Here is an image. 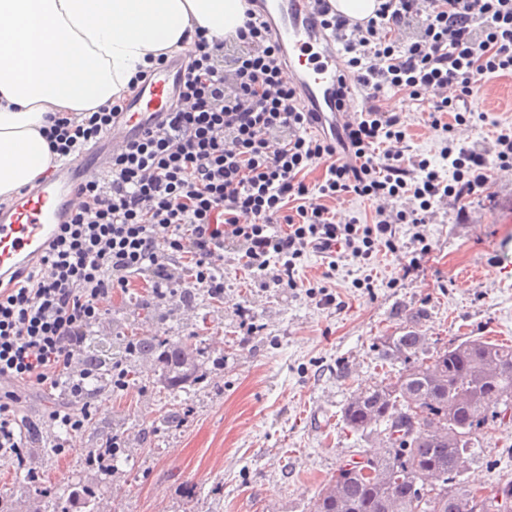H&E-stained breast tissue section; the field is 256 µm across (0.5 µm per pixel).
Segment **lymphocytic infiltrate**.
<instances>
[{
	"mask_svg": "<svg viewBox=\"0 0 512 512\" xmlns=\"http://www.w3.org/2000/svg\"><path fill=\"white\" fill-rule=\"evenodd\" d=\"M324 30L344 42L353 87L364 105L352 124L322 132L285 79V54L267 20L246 9L223 66L224 44L197 35L181 94L166 122L113 154L106 173L81 184V202L49 243L39 267L0 288V460L27 470L25 448L55 428L80 432L89 406L74 410L95 369L86 340L104 300L135 280L173 301L197 291L224 295V255L236 254L263 287H304L307 253L324 258L326 283L340 263L369 265L395 252L396 227L427 224L437 209L484 192L512 170V129L492 152L465 146L460 126L487 113L471 109L480 84L512 74V0H378L355 32L345 16L314 0ZM423 100L425 123L441 139L439 170L408 152L401 113L383 109L385 90ZM113 100L92 112H56L43 134L58 160L100 140L120 111ZM452 114L444 122V114ZM316 182L308 177L314 170ZM366 201L365 220H343L327 202ZM64 389L69 403L33 422L19 415L22 391Z\"/></svg>",
	"mask_w": 512,
	"mask_h": 512,
	"instance_id": "lymphocytic-infiltrate-1",
	"label": "lymphocytic infiltrate"
}]
</instances>
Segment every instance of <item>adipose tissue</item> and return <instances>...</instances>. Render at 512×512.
<instances>
[{
  "instance_id": "obj_1",
  "label": "adipose tissue",
  "mask_w": 512,
  "mask_h": 512,
  "mask_svg": "<svg viewBox=\"0 0 512 512\" xmlns=\"http://www.w3.org/2000/svg\"><path fill=\"white\" fill-rule=\"evenodd\" d=\"M244 11L243 0H0V201L53 165L47 113L97 110L196 32L234 36Z\"/></svg>"
}]
</instances>
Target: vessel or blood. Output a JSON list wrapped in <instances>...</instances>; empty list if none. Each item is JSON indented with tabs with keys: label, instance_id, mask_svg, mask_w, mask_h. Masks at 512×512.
<instances>
[{
	"label": "vessel or blood",
	"instance_id": "obj_1",
	"mask_svg": "<svg viewBox=\"0 0 512 512\" xmlns=\"http://www.w3.org/2000/svg\"><path fill=\"white\" fill-rule=\"evenodd\" d=\"M261 13L270 23V36L286 51L287 69L299 79L306 106L323 122L342 126L352 122L354 103L339 104L337 77L346 68L338 42L323 31L308 0H263ZM183 78L180 59L153 72L138 95L131 98L115 125L124 140L141 135L163 120L175 102ZM106 168L101 147L62 163L54 175L28 189L15 202L0 207V283L38 258L67 223L80 199L77 185Z\"/></svg>",
	"mask_w": 512,
	"mask_h": 512
}]
</instances>
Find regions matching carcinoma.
Listing matches in <instances>:
<instances>
[{"instance_id": "carcinoma-1", "label": "carcinoma", "mask_w": 512, "mask_h": 512, "mask_svg": "<svg viewBox=\"0 0 512 512\" xmlns=\"http://www.w3.org/2000/svg\"><path fill=\"white\" fill-rule=\"evenodd\" d=\"M155 355L170 387L200 380L188 353L160 338H143L129 354ZM379 355L400 363L395 379L358 392L341 409L352 432L378 447L343 462L320 490L311 512H460L479 496V512H503L463 475L475 440L489 421L512 411V345L484 337L431 347L413 318L381 343Z\"/></svg>"}]
</instances>
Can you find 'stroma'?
I'll list each match as a JSON object with an SVG mask.
<instances>
[{
    "mask_svg": "<svg viewBox=\"0 0 512 512\" xmlns=\"http://www.w3.org/2000/svg\"><path fill=\"white\" fill-rule=\"evenodd\" d=\"M380 104L404 113L412 154L439 161L421 102L388 91ZM469 211L460 219L448 202L432 223L402 226L397 253L340 266L332 305L302 288L262 287L230 256L220 299L198 292L181 306L136 283L112 300L91 339L191 340L203 380L174 389L153 360L119 355L127 388L102 379L81 432L58 430L27 449L37 480L0 462V512H86L87 489L110 512H267L272 502L278 512H310L338 466L373 444L345 429L341 408L357 389L396 374L379 357L385 336L414 318L431 340L512 344V176H500ZM416 232L430 251L404 278L398 260L415 255ZM365 277L370 287H354ZM240 305L260 324L256 335L242 329ZM116 437L108 467L87 466ZM59 441L60 454L52 450ZM475 450L469 482L486 494L512 489V424L490 427Z\"/></svg>",
    "mask_w": 512,
    "mask_h": 512,
    "instance_id": "35a3bbf8",
    "label": "stroma"
}]
</instances>
